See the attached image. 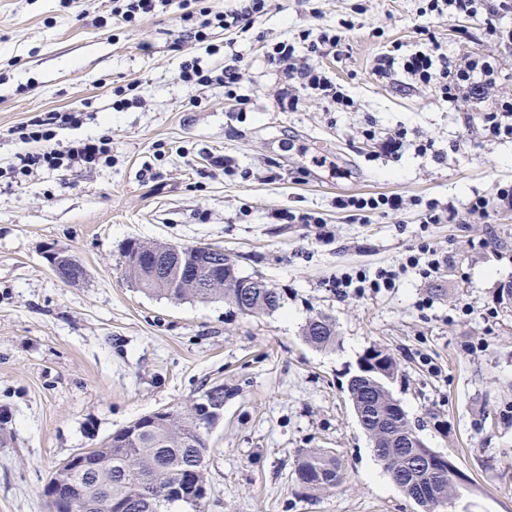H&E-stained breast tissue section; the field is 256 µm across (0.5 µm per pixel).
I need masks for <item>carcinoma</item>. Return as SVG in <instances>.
<instances>
[{"instance_id":"carcinoma-1","label":"carcinoma","mask_w":512,"mask_h":512,"mask_svg":"<svg viewBox=\"0 0 512 512\" xmlns=\"http://www.w3.org/2000/svg\"><path fill=\"white\" fill-rule=\"evenodd\" d=\"M131 283L145 294L171 300L210 301L218 298L236 310L249 314L273 313L282 304L274 288L251 291L245 297L237 287L240 273L227 276L222 288H198L194 280L172 273L159 278L139 271L130 272ZM304 338L319 348L336 345V324L324 314L311 318L303 329ZM351 401L363 406L361 428L375 439V456L383 462L393 483L412 500L428 496L421 512H448L438 499H455L460 484L456 473L416 470L417 449L409 447V422L398 420L392 412L393 394L376 387L367 378H355L348 384ZM206 432L195 418L194 405L168 410L164 419L151 423L129 436L123 431L112 435V442L87 451L84 470L73 475L81 496L98 502L95 512H108V502L124 507V512H171L185 504L193 512H204L206 498ZM296 479L309 491L324 490L343 482L336 457L327 450L300 454ZM201 490L188 501L171 494L177 478Z\"/></svg>"}]
</instances>
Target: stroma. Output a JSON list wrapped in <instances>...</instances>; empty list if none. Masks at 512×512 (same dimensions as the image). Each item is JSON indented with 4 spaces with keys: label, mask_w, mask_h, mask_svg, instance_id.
<instances>
[{
    "label": "stroma",
    "mask_w": 512,
    "mask_h": 512,
    "mask_svg": "<svg viewBox=\"0 0 512 512\" xmlns=\"http://www.w3.org/2000/svg\"><path fill=\"white\" fill-rule=\"evenodd\" d=\"M421 0H273L237 35L244 57L243 118L224 89L179 80L183 54L173 13L132 25L112 0H0V512H48L43 490L72 453L100 446L152 412L182 407L214 384L224 413L207 435L205 512H420L375 458L346 384L379 346L400 364L390 389L427 447L466 476L454 512H512V138L483 130L471 99L448 102L404 73L379 79L374 58L419 40ZM351 20L341 58L320 57L355 110L326 111L282 81L264 41ZM448 56L493 55L512 92V44L490 40L481 17L436 20ZM136 83L141 102L112 108L115 88ZM83 114L57 131L59 145L104 134L112 156L97 168L36 171L9 164L26 144L12 127L50 110ZM432 139V151L380 155L364 129ZM233 161L236 175L219 162ZM251 170L242 179L240 170ZM490 197L489 213L426 224L423 201ZM398 194L395 216L354 220L341 197ZM315 211L326 224H288L277 211ZM224 250L244 276L283 297L271 314H240L223 301H172L132 288L128 242ZM428 242L448 262L431 277L400 272L395 288L337 295V278L398 270ZM59 250L85 277L59 281ZM429 306H422V299ZM336 322L335 347L307 343L317 313ZM332 451L345 482L310 492L295 479L300 452Z\"/></svg>",
    "instance_id": "stroma-1"
}]
</instances>
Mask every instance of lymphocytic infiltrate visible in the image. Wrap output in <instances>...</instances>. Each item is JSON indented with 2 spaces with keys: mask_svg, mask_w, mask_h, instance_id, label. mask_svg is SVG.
Wrapping results in <instances>:
<instances>
[{
  "mask_svg": "<svg viewBox=\"0 0 512 512\" xmlns=\"http://www.w3.org/2000/svg\"><path fill=\"white\" fill-rule=\"evenodd\" d=\"M173 7L177 8L180 21L187 25L184 34L173 42L177 52H184L186 43H204L214 28L224 29L230 35L224 43L223 65L205 67L199 58H188L180 66V80L201 87L222 86L224 97L233 101L235 112H246L249 97L241 92L245 68L235 49L233 36L253 29L268 14L270 0H241L239 5L226 8L204 4L203 0H112V16L130 23L141 16L165 12ZM511 14L512 0H428L426 6L418 10L416 32L420 40L415 50L408 54L393 50L378 55L373 73L383 79L395 71H402L412 81L435 89L448 100L456 99L462 93L479 102L496 96L495 111L481 113L480 120L490 135H512V95L498 94L500 77L490 57L449 59L429 27L431 20L443 16L479 15L484 19L488 34L507 41L512 39V31L503 27L501 21ZM345 38L343 30L328 26L315 35L300 32L294 42L287 39L264 42L263 56L282 79L278 105L296 104V93L302 90L326 106L353 107V99L336 83L330 70L316 62L317 56L325 52L340 56ZM79 120L76 110H52L15 127V134L27 143L28 149L15 155L13 171L28 175L40 169L58 171L75 166L92 167L108 158L112 150V138L108 135L72 142L64 150L52 146L54 128L72 125ZM489 205V199L479 193L473 194L462 210L453 202L432 199L425 204L423 221L427 224H459L464 215H486Z\"/></svg>",
  "mask_w": 512,
  "mask_h": 512,
  "instance_id": "obj_1",
  "label": "lymphocytic infiltrate"
}]
</instances>
